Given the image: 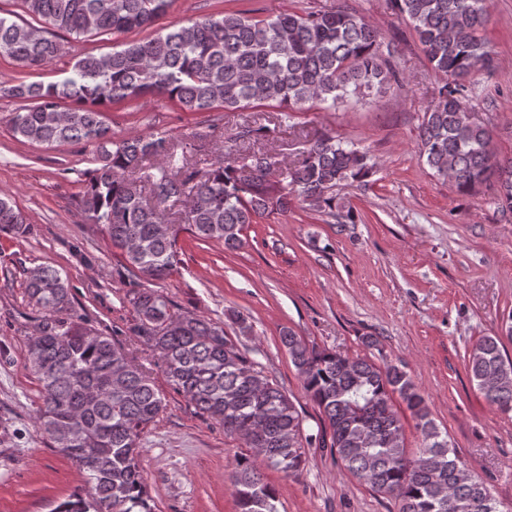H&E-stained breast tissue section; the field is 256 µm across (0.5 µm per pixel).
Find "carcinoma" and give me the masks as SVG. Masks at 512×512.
Returning <instances> with one entry per match:
<instances>
[{"label":"carcinoma","mask_w":512,"mask_h":512,"mask_svg":"<svg viewBox=\"0 0 512 512\" xmlns=\"http://www.w3.org/2000/svg\"><path fill=\"white\" fill-rule=\"evenodd\" d=\"M432 67L443 76L437 102L423 114L420 157L460 193L481 184L495 166L489 129L471 119L473 88L466 78L491 73L493 58L481 36L486 0H391ZM28 13L80 38L111 36L151 26L172 0H23ZM396 46L381 40L364 17L338 6L303 14L257 18L243 12L191 20L105 56L76 59L69 74L48 83L6 89L31 105L10 114L13 133L36 145H96V167L85 173L81 208L104 226L130 268L164 280L181 263V233L243 244L246 225L286 213L297 199L340 224L336 188L364 183L374 165L368 151L322 135L298 160L283 164L267 153L224 150L205 169L165 133L112 141L101 107L157 95L195 112H240L268 106L295 112L306 103L323 109L358 104L364 91H387L405 78L392 66ZM66 53L65 44L30 24L0 15V55L26 69L42 68ZM263 124L247 125L236 139L269 138ZM498 209L512 212V160L498 167ZM189 207L171 220L167 204ZM28 231L22 213L0 199V225ZM29 299L44 316L28 337V367L41 386L36 423L53 447L86 474L87 485L53 512H153L137 462L142 436L165 404L147 368L114 337L68 311V281L50 266L29 272ZM133 332L158 358L174 389L201 413L243 439L254 454L237 460L239 512H276L275 494L256 457L287 475L306 464L300 417L293 401L257 368L224 329L193 313L176 314L152 288H134ZM281 342L305 390L332 429L330 453L372 491L394 498L398 512H500L496 500L430 417L409 374L362 357L316 350L286 330ZM502 341L484 336L467 353V368L486 402L512 412V364ZM398 396L417 419L422 446L406 448L392 405Z\"/></svg>","instance_id":"1"}]
</instances>
